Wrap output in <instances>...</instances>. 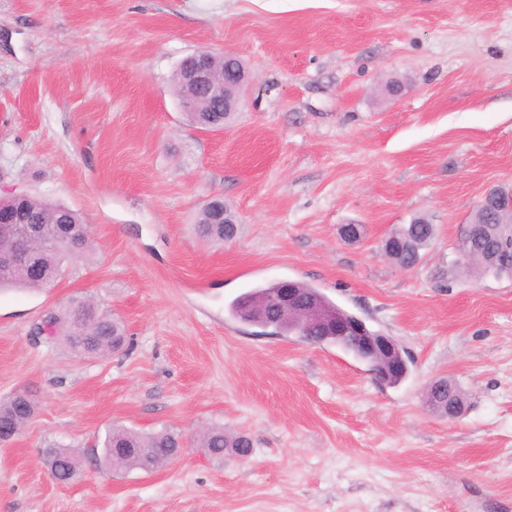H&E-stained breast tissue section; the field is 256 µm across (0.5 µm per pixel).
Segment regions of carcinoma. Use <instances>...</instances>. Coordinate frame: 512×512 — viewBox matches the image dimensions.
<instances>
[{
	"instance_id": "obj_1",
	"label": "carcinoma",
	"mask_w": 512,
	"mask_h": 512,
	"mask_svg": "<svg viewBox=\"0 0 512 512\" xmlns=\"http://www.w3.org/2000/svg\"><path fill=\"white\" fill-rule=\"evenodd\" d=\"M189 118L195 124L224 129L222 112H190ZM3 209L15 208L27 218L40 225L41 237L33 240L30 247L37 252L39 259L34 275L18 274L0 270V290L18 288H43L56 281L61 274L64 262L88 255L91 250L87 224L76 211L63 206L27 196L22 200L12 197L0 198ZM196 224L200 233L214 240L230 241L237 233L235 224H213L209 205H204L198 214ZM435 237V226L416 218L409 224L401 225L388 238L385 245L400 241L401 246L386 250L389 258L402 269L414 267L421 258V251L428 247ZM484 276L495 274L481 261L451 262L444 276L454 277L461 270ZM279 288L276 282L254 288L234 299L229 311L231 315L245 323L265 322L275 325L285 333L293 332L292 325L280 318V312L268 303V298ZM299 298L308 305L316 302L329 312L336 311V305L325 297L319 289L303 282L296 283ZM49 323L51 339L64 344L72 353L88 358L105 357L122 348L125 342L124 325L110 318L91 302H78L69 306L63 313L51 311L45 315ZM300 338L308 343H331L351 353L361 360L362 354L354 340L348 337L327 336L321 330H314ZM427 406L441 414L448 410V381L434 382L427 394ZM37 406L30 396L21 397L14 393L0 400V425L8 426L10 437L18 435L27 422L35 415ZM200 447L215 459L224 456V450L231 449L236 455L245 457L252 451L251 439L243 433H228L221 426H213L199 435ZM184 446L182 435L168 430L152 434H141L129 429H111L106 433L102 446V457H107L112 448H126L128 453L116 466L123 470L139 469L152 471L165 466L174 459L177 449ZM79 456L72 448L54 447L47 449V465L52 467V478L60 483L70 482L68 460Z\"/></svg>"
}]
</instances>
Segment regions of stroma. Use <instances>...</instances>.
<instances>
[{"instance_id":"stroma-1","label":"stroma","mask_w":512,"mask_h":512,"mask_svg":"<svg viewBox=\"0 0 512 512\" xmlns=\"http://www.w3.org/2000/svg\"><path fill=\"white\" fill-rule=\"evenodd\" d=\"M197 51L250 70L220 131L173 90ZM497 186H512V0H0V188L77 211L95 245L46 288L0 292V399L38 402L0 443V512H512V278H441ZM216 196L229 242L193 230ZM417 217L436 237L405 270L383 244ZM277 280L393 337L407 380L230 315ZM82 298L128 348L92 359L32 336ZM441 378L465 395L458 418L426 405ZM214 425L251 456L187 447L65 485L41 459L114 426Z\"/></svg>"}]
</instances>
